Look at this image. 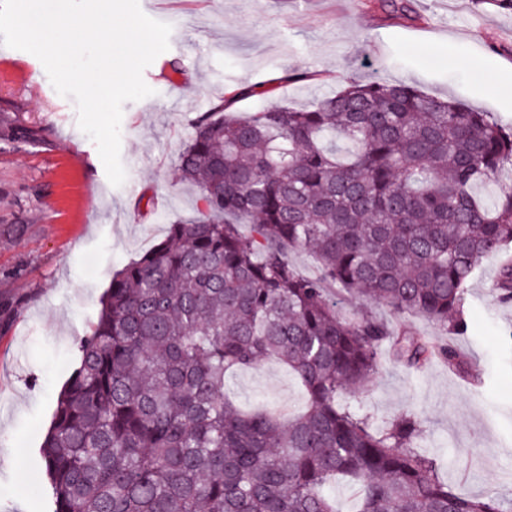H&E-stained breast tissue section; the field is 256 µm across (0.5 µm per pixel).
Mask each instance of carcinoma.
<instances>
[{"mask_svg":"<svg viewBox=\"0 0 512 512\" xmlns=\"http://www.w3.org/2000/svg\"><path fill=\"white\" fill-rule=\"evenodd\" d=\"M234 89L175 161L202 207L113 276L41 445L53 512H512L459 494L413 448L340 403L382 348L409 363L459 353L373 316L331 285L465 332L468 285L512 244V125L412 86L352 82L304 108L248 115ZM486 185L491 198L475 193ZM320 267L304 277L290 254ZM512 301V263L495 284ZM264 360L305 394L285 415L241 409L230 373ZM355 488L347 507L331 488ZM331 297L336 302L337 310L343 314L360 315L365 311H372L376 315H382L384 318H387L389 320L392 319L389 313H385L383 309L366 305V303L363 302L362 298L355 295H351L344 291L343 289L335 288L331 292Z\"/></svg>","mask_w":512,"mask_h":512,"instance_id":"cac0c4a2","label":"carcinoma"}]
</instances>
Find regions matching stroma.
<instances>
[{
    "instance_id": "stroma-1",
    "label": "stroma",
    "mask_w": 512,
    "mask_h": 512,
    "mask_svg": "<svg viewBox=\"0 0 512 512\" xmlns=\"http://www.w3.org/2000/svg\"><path fill=\"white\" fill-rule=\"evenodd\" d=\"M140 0L173 27L170 48L143 72L154 94L124 105L122 186H111L74 101L41 61L0 45V512H52L40 446L112 275L199 207L175 158L193 121L234 87L266 95L236 103L309 105L351 81L404 83L512 124V13L467 0ZM308 72L285 82L284 71ZM500 260L485 258L467 293L464 335L404 322L452 342L459 370L439 358L407 366L386 356L343 402L386 429L420 422L415 445L471 497L512 496V303L494 291ZM227 386L244 408L296 410L304 397L273 362L237 371Z\"/></svg>"
}]
</instances>
